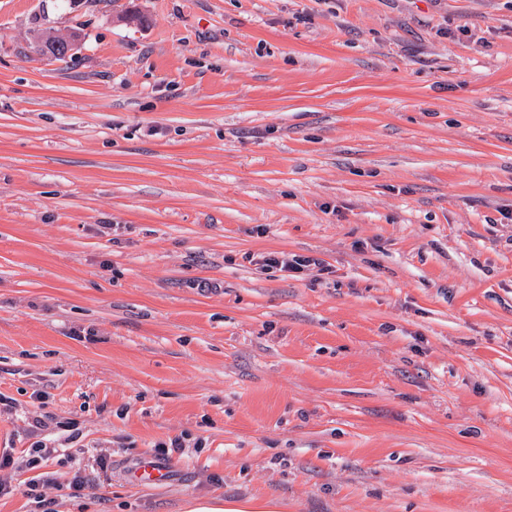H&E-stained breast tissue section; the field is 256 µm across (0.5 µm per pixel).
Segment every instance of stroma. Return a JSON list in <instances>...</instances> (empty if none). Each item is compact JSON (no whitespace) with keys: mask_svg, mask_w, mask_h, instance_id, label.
<instances>
[{"mask_svg":"<svg viewBox=\"0 0 512 512\" xmlns=\"http://www.w3.org/2000/svg\"><path fill=\"white\" fill-rule=\"evenodd\" d=\"M3 452L0 512H512V0H0ZM255 261L259 268L267 270L269 268H276L281 272L286 273L285 276L296 277L298 273L303 272L311 266L317 267L318 271L329 273V269L322 263V261L310 257L290 255L285 252H270L265 255H260ZM169 467L152 456H143L127 472L128 480L138 485L160 484L168 480ZM184 512H279L282 503L275 498H224L196 496L184 504Z\"/></svg>","mask_w":512,"mask_h":512,"instance_id":"obj_1","label":"stroma"}]
</instances>
